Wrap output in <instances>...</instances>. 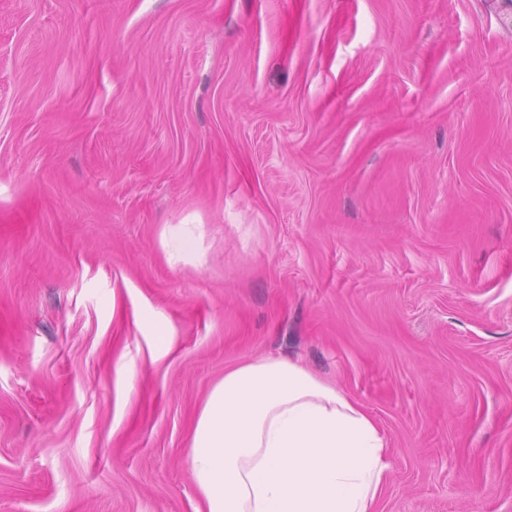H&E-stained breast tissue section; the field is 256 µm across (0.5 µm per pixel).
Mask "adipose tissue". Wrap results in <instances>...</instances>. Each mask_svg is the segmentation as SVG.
I'll use <instances>...</instances> for the list:
<instances>
[{
	"mask_svg": "<svg viewBox=\"0 0 512 512\" xmlns=\"http://www.w3.org/2000/svg\"><path fill=\"white\" fill-rule=\"evenodd\" d=\"M388 457L361 403L275 356L225 371L189 450L199 512H378Z\"/></svg>",
	"mask_w": 512,
	"mask_h": 512,
	"instance_id": "adipose-tissue-1",
	"label": "adipose tissue"
}]
</instances>
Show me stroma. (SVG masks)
Wrapping results in <instances>:
<instances>
[{
  "instance_id": "obj_1",
  "label": "stroma",
  "mask_w": 512,
  "mask_h": 512,
  "mask_svg": "<svg viewBox=\"0 0 512 512\" xmlns=\"http://www.w3.org/2000/svg\"><path fill=\"white\" fill-rule=\"evenodd\" d=\"M269 355L378 421L379 512H512V6L0 0V512H196Z\"/></svg>"
}]
</instances>
